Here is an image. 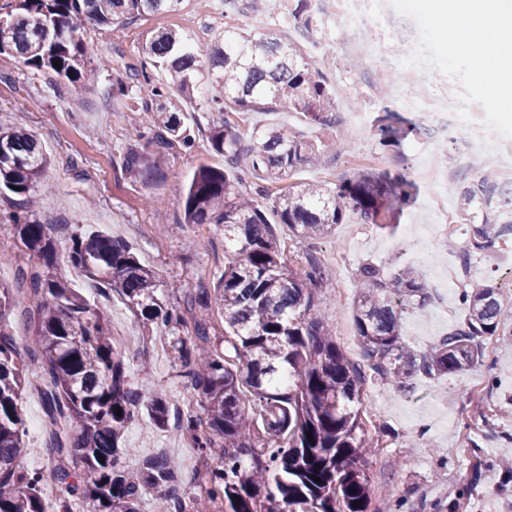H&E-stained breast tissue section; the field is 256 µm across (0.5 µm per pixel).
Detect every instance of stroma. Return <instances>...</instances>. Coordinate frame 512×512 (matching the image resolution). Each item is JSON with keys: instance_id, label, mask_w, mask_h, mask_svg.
<instances>
[{"instance_id": "35a3bbf8", "label": "stroma", "mask_w": 512, "mask_h": 512, "mask_svg": "<svg viewBox=\"0 0 512 512\" xmlns=\"http://www.w3.org/2000/svg\"><path fill=\"white\" fill-rule=\"evenodd\" d=\"M192 20L212 23L199 0H190L174 15L147 13L109 29L86 25L84 39L94 61L102 65L90 86L54 85L17 54H0V120L22 116L51 160L47 176L55 189L34 194L31 207L42 223L56 225L59 249H66L73 230L98 231L125 240L162 280L191 278L209 287L224 270V234L213 224L184 223L178 188L200 163L223 167V155L212 150L208 140L216 115L207 111L204 96H196L186 106L185 119L196 138L195 149L188 153L160 148L142 104L151 96L152 83L164 81L165 75L154 73L148 83L129 78L130 68L141 60L139 46L147 35L165 26L184 30ZM367 23L381 39L380 59H361L350 28L342 23L328 28L324 49V66L339 99L364 113L365 129L345 128V152L326 154L320 165L290 175L294 183L315 181L332 188L366 164L378 171H403L415 186L411 206H391L393 231L352 215L313 248L327 279L317 315L356 363L363 360L353 320L359 268L372 263L389 275L411 265L409 239L415 234L447 266L458 263L455 249L469 241L468 225H457L452 232L444 228L445 209L456 205L454 193L439 200L432 197L436 173L462 181L461 139L468 131L462 127L456 138H438L421 123L414 106L420 83H428L437 93L454 92L458 86L430 68L415 73L401 95L379 96L374 81L380 67H399L406 46L416 40L409 35L411 19L402 15L389 18L372 9ZM119 83L127 85V95H113L112 88ZM387 109L416 125L415 132L396 147L381 146L373 131ZM133 150L149 157L160 172L151 187L119 166L124 154ZM469 265L467 287L503 283L512 275V241L492 254L471 252ZM424 284L429 301L404 310L401 320L404 344L419 354L465 318L459 289L440 287L429 273ZM88 298L108 313L112 336L135 383L168 389L176 399L171 417L199 412L198 398L175 377L162 340L143 327L117 293L100 287ZM482 353L480 363L462 374H419L402 391L373 378L366 380L364 419L377 442L369 458V474L373 486L389 501H402V512H420L422 503L433 501L447 503L449 512H512V482H505L501 469L502 462L512 459V340L493 338ZM22 408L26 435L21 461L29 468L45 467L40 394L25 391ZM125 446L126 469H138L145 458L163 454L178 466L181 492L193 494L202 487L206 465L174 428L158 430L147 416H139L127 428Z\"/></svg>"}]
</instances>
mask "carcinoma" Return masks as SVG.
<instances>
[{
  "instance_id": "carcinoma-1",
  "label": "carcinoma",
  "mask_w": 512,
  "mask_h": 512,
  "mask_svg": "<svg viewBox=\"0 0 512 512\" xmlns=\"http://www.w3.org/2000/svg\"><path fill=\"white\" fill-rule=\"evenodd\" d=\"M184 2L0 0V20L9 29L0 54H19L59 83L89 81L97 66L83 39L85 23L110 28L145 13L179 12ZM270 2L242 0L243 13L261 23ZM280 5L301 41L284 43L261 26H230L196 43L162 27L142 45L143 60L132 69L136 81H150L151 68L165 73L143 108L161 146L194 148L183 116L200 89L211 112H297L312 126L336 130L332 140L315 143L268 123L253 126L245 142L226 119L211 126L209 142L224 155V168L199 165L179 194L183 223L223 228L224 273L211 288L175 287L179 306L167 304L166 283L120 238L74 233L62 264L52 225L29 206L45 186L49 160L23 124L0 123V192L15 196L8 219L29 255V263L15 266L12 283L0 282V512H45L50 482L58 490L56 512H74L76 505L87 512H141L147 495L164 502L165 512H212V506L220 512H380L372 507L367 472L366 377L402 387L419 373L459 374L480 361L485 339L505 335L498 287L488 282L463 293L464 321L416 355L402 342L401 313L428 299L423 274L403 268L386 276L372 263L359 269L354 304L364 364L352 362L315 317L324 271L310 252L301 271L284 266L264 201L309 247L351 214L376 223L390 201H410L412 185L402 174L362 167L334 188L306 181L271 196L270 186L342 147L336 88L306 45L322 44L323 22L309 0ZM392 119L388 113L377 126L384 146L413 132ZM243 154L248 174L260 180L250 191L239 170ZM122 166L145 186L158 177L137 152L126 154ZM464 181L456 201L458 219L470 225L464 255L494 252L512 240V217L505 216L512 209V177L475 165ZM71 267L117 293L144 327L164 330L175 376L200 399L202 414L187 413L179 432L209 463L202 495L187 499L176 491L177 465L168 457L148 458L135 473L121 465L127 424L145 413L166 428L171 395L162 386L132 385L107 315L73 288ZM215 313L224 332L213 338ZM12 318L33 336L25 358ZM34 372L45 382L49 471L21 464V396Z\"/></svg>"
}]
</instances>
